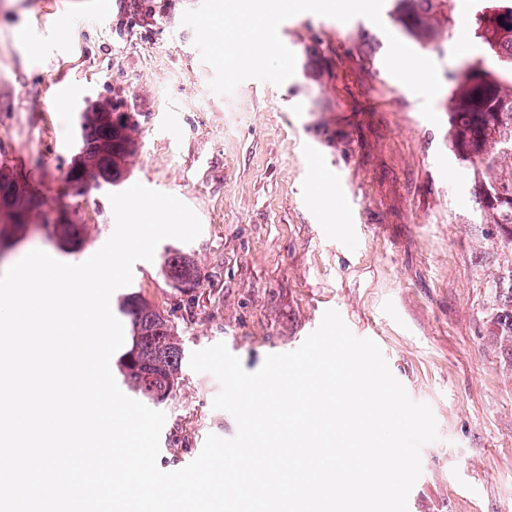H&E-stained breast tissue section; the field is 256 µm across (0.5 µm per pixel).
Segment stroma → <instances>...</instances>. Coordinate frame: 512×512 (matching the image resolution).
I'll return each instance as SVG.
<instances>
[{
	"label": "stroma",
	"mask_w": 512,
	"mask_h": 512,
	"mask_svg": "<svg viewBox=\"0 0 512 512\" xmlns=\"http://www.w3.org/2000/svg\"><path fill=\"white\" fill-rule=\"evenodd\" d=\"M200 3L173 0L170 18L143 28L130 0H109L102 23L98 0H0V162L31 197L59 199L79 113L121 92L141 130L129 183L175 195L201 222L194 241L162 240L129 286L173 313L185 353L221 342L252 373L337 310L436 419L408 512H512V371L487 337V283L505 256L471 223L469 186L448 150L450 77L477 51L464 0L449 2L451 39L413 47L438 67L435 124L382 69L390 15L378 25L295 15L283 23L294 76L220 96L181 24ZM330 182L339 227L317 201ZM108 194L69 198L87 231L80 249L31 224L20 250L83 263L114 231ZM169 248L193 257L192 294L168 279L159 256ZM219 390L211 374L183 366L161 406L162 470L194 460L208 434L236 435L234 417L212 406Z\"/></svg>",
	"instance_id": "stroma-1"
}]
</instances>
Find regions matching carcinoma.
<instances>
[{
    "label": "carcinoma",
    "instance_id": "carcinoma-1",
    "mask_svg": "<svg viewBox=\"0 0 512 512\" xmlns=\"http://www.w3.org/2000/svg\"><path fill=\"white\" fill-rule=\"evenodd\" d=\"M172 0H131L130 15L151 26L167 18ZM469 19L478 53L467 57L452 76L448 92V150L463 165L470 185L482 237L512 245V0H468ZM444 0H391V18L412 41L427 46L441 37ZM81 146L66 173L69 195L84 196L105 185L120 186L129 159L137 152L140 125L134 112L119 111L104 96L79 116ZM54 209L60 218L45 222L48 211L21 189L18 175L0 164V224L19 228L40 223L67 246L83 242L84 225L72 219L64 201ZM163 268L175 290L187 294L196 285L197 270L190 255L169 249ZM492 299L491 334L504 345L503 364L512 370V259L488 283ZM131 340L117 360L122 383L137 398L162 404L171 396L182 373L184 348L171 315L145 297L130 293L118 300Z\"/></svg>",
    "mask_w": 512,
    "mask_h": 512
}]
</instances>
